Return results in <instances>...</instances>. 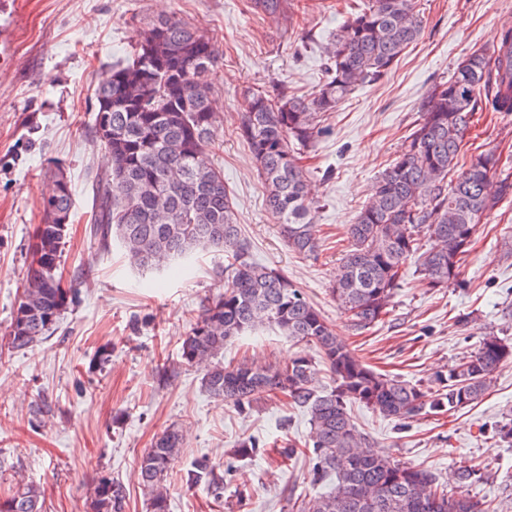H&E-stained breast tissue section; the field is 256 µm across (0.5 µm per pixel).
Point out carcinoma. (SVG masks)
I'll use <instances>...</instances> for the list:
<instances>
[{
	"instance_id": "obj_1",
	"label": "carcinoma",
	"mask_w": 512,
	"mask_h": 512,
	"mask_svg": "<svg viewBox=\"0 0 512 512\" xmlns=\"http://www.w3.org/2000/svg\"><path fill=\"white\" fill-rule=\"evenodd\" d=\"M420 34L416 0H365L334 34L317 91L248 97L238 134L293 251L314 256L319 249L301 154L323 134V114L358 86L390 72ZM132 49L96 88L93 137L108 152L111 166L91 175L94 236L102 250L118 241L129 262L144 270L184 260L197 249L224 250V291L207 300L182 336L181 359L203 367L202 384L212 398L242 412L254 396L266 393L308 413L314 437L303 455L311 481L330 479L332 487L288 501V512H485L479 500L448 496L431 472L378 453L356 426L351 406L404 423L454 412L491 389L498 370L512 363V344L485 335L471 355L439 375L435 391L363 364L302 289L254 261L241 238L224 177L210 155L216 116L208 76L220 54L217 42L171 16L137 30ZM479 112L512 113V27L502 29L492 51L472 52L449 80L429 88L402 150L350 226V246L329 292L351 330L385 319L413 258L429 288L460 279L479 224L502 199L512 197V174L498 168L495 151L459 161ZM73 207L68 183H54L42 200L25 288L11 322L13 349L46 339L68 304L72 289L58 270ZM266 325L317 348L332 385L316 386L319 370L304 352L282 367L219 360L226 345ZM183 445L182 430L172 425L142 456L138 474L147 512H170L166 481ZM264 447L261 438L248 437L238 442L234 455L250 459ZM454 478L464 487L485 481L486 474L460 464ZM183 480L214 498L224 495V476L208 460L197 461ZM127 500L121 482L103 479L94 487L90 512H126ZM0 512H44L41 492L20 480L0 496Z\"/></svg>"
}]
</instances>
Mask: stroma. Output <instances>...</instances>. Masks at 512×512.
I'll use <instances>...</instances> for the list:
<instances>
[{
	"label": "stroma",
	"mask_w": 512,
	"mask_h": 512,
	"mask_svg": "<svg viewBox=\"0 0 512 512\" xmlns=\"http://www.w3.org/2000/svg\"><path fill=\"white\" fill-rule=\"evenodd\" d=\"M344 2L295 0L285 16L256 10L251 0H0V494L21 479L40 488L44 512H87L90 491L107 477L125 486L127 512H145L138 460L172 425L186 441L170 468V512H283L288 497L314 490L307 458L279 454L287 440L311 442L305 411L263 395L239 412L211 398L201 371L181 361V336L222 290L216 270L224 254L201 252L188 272L144 274L119 247L100 250L90 232L87 179L106 167L90 134L94 89L127 57L136 31L164 15L199 27L223 49L211 75L219 125L212 156L253 258L288 275L362 362L432 389L437 373L476 350L485 332L512 343V199L479 225L460 281L431 289L407 266L389 315L369 330L352 333L327 293L348 228L398 155L429 87L472 51L496 46L502 26L512 25V0H418L419 39L387 75L324 116L327 132L306 160L318 256L288 250L279 235L237 133L241 112L250 92L307 95L319 87ZM466 140L465 154L495 150L512 173V114H480ZM58 164L74 190L61 270L76 293L47 339L15 351L7 345L11 319ZM105 345L110 360L91 366ZM299 350L268 329L227 345L224 361L278 364ZM40 402L47 411L38 416ZM352 416L380 451L431 470L449 495L512 512V445L495 434L512 418V364L481 400L450 415L420 416L404 428L359 405ZM248 436L263 439L265 451L235 460L232 449ZM205 457L224 472L222 502L182 480ZM463 462L488 480L460 487L450 474Z\"/></svg>",
	"instance_id": "1"
}]
</instances>
